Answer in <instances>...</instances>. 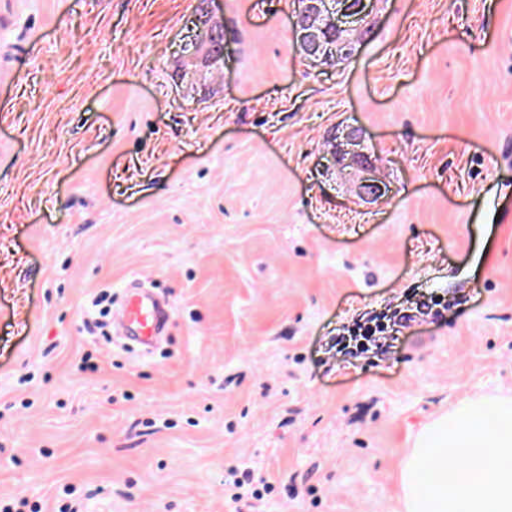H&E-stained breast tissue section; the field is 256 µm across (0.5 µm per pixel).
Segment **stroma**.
Masks as SVG:
<instances>
[{
  "label": "stroma",
  "mask_w": 512,
  "mask_h": 512,
  "mask_svg": "<svg viewBox=\"0 0 512 512\" xmlns=\"http://www.w3.org/2000/svg\"><path fill=\"white\" fill-rule=\"evenodd\" d=\"M293 9L0 0V512H229L232 468L276 486L238 512H403L423 426L512 396V0H375L322 66ZM133 283L172 306L149 353L113 330ZM205 37L204 43H201L202 48L205 47L202 64L209 69H216L221 61L211 62V59L222 56L224 60V27L208 26ZM364 131L357 126H346L336 135V156H348L359 169L358 190L367 201H377L386 194L387 186L376 175V168L370 154L361 149ZM414 315L412 314H403V315H393L387 319V315L383 316H373L365 320L363 323L356 322L353 324L352 328H348V333L350 339H353L356 342V347L358 344L361 347L362 353L369 351L368 345L376 342L377 336H383L388 332V328L390 325L385 323L384 320L392 321L393 325L400 323L402 326L407 325L409 322L413 321Z\"/></svg>",
  "instance_id": "1"
}]
</instances>
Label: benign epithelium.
I'll use <instances>...</instances> for the list:
<instances>
[{
  "instance_id": "1",
  "label": "benign epithelium",
  "mask_w": 512,
  "mask_h": 512,
  "mask_svg": "<svg viewBox=\"0 0 512 512\" xmlns=\"http://www.w3.org/2000/svg\"><path fill=\"white\" fill-rule=\"evenodd\" d=\"M292 14L296 44L310 62L321 65L350 60L375 34L371 0H297ZM364 131L347 126L336 135V156L349 157L359 169L358 190L367 201H376L387 186L376 175L370 154L361 149Z\"/></svg>"
}]
</instances>
